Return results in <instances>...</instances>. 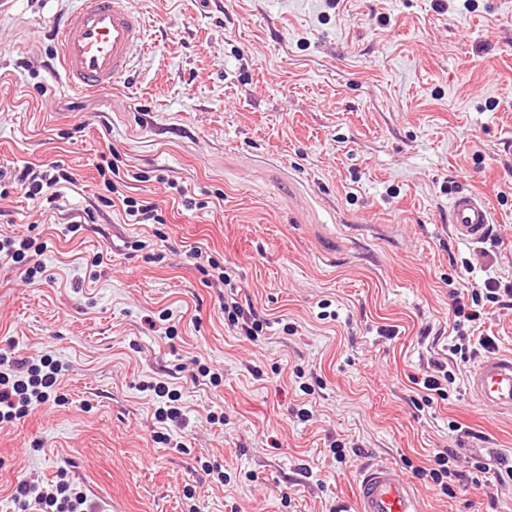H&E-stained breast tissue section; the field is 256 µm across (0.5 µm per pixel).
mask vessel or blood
Returning a JSON list of instances; mask_svg holds the SVG:
<instances>
[{
  "instance_id": "obj_1",
  "label": "vessel or blood",
  "mask_w": 512,
  "mask_h": 512,
  "mask_svg": "<svg viewBox=\"0 0 512 512\" xmlns=\"http://www.w3.org/2000/svg\"><path fill=\"white\" fill-rule=\"evenodd\" d=\"M147 25L133 0H81L57 27L61 77L73 90L98 92L120 88ZM493 222L482 195L453 197L450 223L456 238L484 239ZM470 394L502 414L512 413V354L482 361L468 380ZM355 512H427L424 499L395 466H368L357 485Z\"/></svg>"
}]
</instances>
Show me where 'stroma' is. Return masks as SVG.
<instances>
[{
  "instance_id": "stroma-1",
  "label": "stroma",
  "mask_w": 512,
  "mask_h": 512,
  "mask_svg": "<svg viewBox=\"0 0 512 512\" xmlns=\"http://www.w3.org/2000/svg\"><path fill=\"white\" fill-rule=\"evenodd\" d=\"M134 2L148 45L99 93L58 75L50 23L80 0L0 16V170L75 178L49 207L0 187V236L44 245L35 280L0 263V349L63 366L0 425V512L62 478L96 512H353L368 463L428 512H512V415L468 392L488 354L448 351L454 290L512 280V0ZM465 192L493 214L480 243L450 229ZM475 333L512 354V309ZM436 362L455 381L428 403ZM153 381L182 423H157ZM123 204L126 206L124 212L131 224H142L145 220L155 218L154 205L146 200L136 201L126 198L123 200Z\"/></svg>"
}]
</instances>
